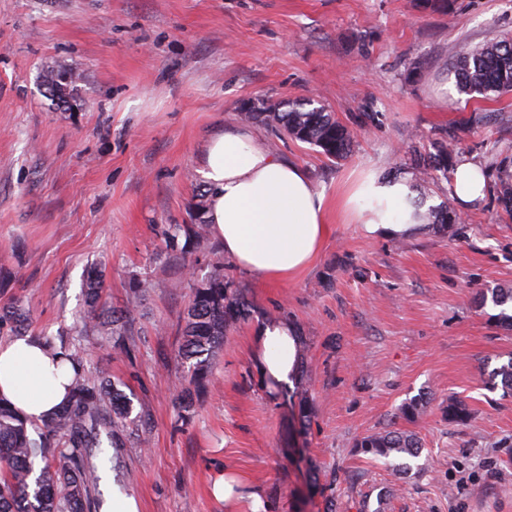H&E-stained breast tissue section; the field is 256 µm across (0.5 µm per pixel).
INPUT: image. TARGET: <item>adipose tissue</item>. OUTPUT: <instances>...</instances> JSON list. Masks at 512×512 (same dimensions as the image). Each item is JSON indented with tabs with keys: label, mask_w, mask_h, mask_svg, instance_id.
I'll return each instance as SVG.
<instances>
[{
	"label": "adipose tissue",
	"mask_w": 512,
	"mask_h": 512,
	"mask_svg": "<svg viewBox=\"0 0 512 512\" xmlns=\"http://www.w3.org/2000/svg\"><path fill=\"white\" fill-rule=\"evenodd\" d=\"M210 188L207 219L225 254L248 273L274 282L306 270L328 232L325 214L336 205L348 223L372 238L404 239L421 229L413 216L407 181L370 172L328 201L302 167L281 159L236 125L215 135L201 158ZM454 196L464 204L482 200L487 181L479 164L462 160L452 173ZM254 355L269 391L288 384L299 368L294 326L280 321L257 329ZM72 377L69 365L44 351L36 340H0V398L32 419L63 401ZM212 492L233 512H269L259 493L245 490L232 473L214 481Z\"/></svg>",
	"instance_id": "1"
}]
</instances>
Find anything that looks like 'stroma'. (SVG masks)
<instances>
[{"instance_id": "stroma-1", "label": "stroma", "mask_w": 512, "mask_h": 512, "mask_svg": "<svg viewBox=\"0 0 512 512\" xmlns=\"http://www.w3.org/2000/svg\"><path fill=\"white\" fill-rule=\"evenodd\" d=\"M506 33L512 0H0V305H22L27 336L79 344L88 369L123 382L151 423L149 450L129 440L123 482L100 469L98 494L121 492L138 512H225L211 488L230 469L274 512H512V395L491 379L512 359V328L479 302L512 288V214L498 200L512 175L501 165L512 157V93L473 100L450 73L464 45ZM60 61L81 75L64 105L43 85ZM312 97L353 132L345 161L259 125L261 142L328 199L372 171L407 179L460 222L371 239L328 213L313 264L285 283L227 261L248 317L226 333L213 384L181 420V282L209 276L224 248L209 237L179 268L165 232L188 223L208 189L200 157L212 135L263 102ZM444 140L486 175L470 208L449 178L423 185L412 168ZM95 263L105 305L134 312L127 349L78 334ZM134 278L145 291L133 292ZM271 321L297 330L309 426L297 399L271 397L256 373L254 331ZM414 397L425 406L409 422L399 409ZM452 398L467 424L444 416ZM386 429L416 434L426 471L358 451Z\"/></svg>"}]
</instances>
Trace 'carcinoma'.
<instances>
[{"instance_id":"cac0c4a2","label":"carcinoma","mask_w":512,"mask_h":512,"mask_svg":"<svg viewBox=\"0 0 512 512\" xmlns=\"http://www.w3.org/2000/svg\"><path fill=\"white\" fill-rule=\"evenodd\" d=\"M458 90L471 97L512 92V36L491 43L466 48L452 65ZM78 76L60 66L45 76L44 86L62 103L73 98ZM247 122L260 123L292 140L309 144L328 160L339 162L348 157L353 135L325 107L278 102L258 112H243ZM448 144H443L422 165L418 173L422 181L435 171H448ZM426 224L446 230L460 217L449 209H430L420 214ZM168 236L169 261L185 266L184 251L178 250V238L187 244L201 246L207 241L208 227L204 206L190 214V223L175 224ZM105 271L100 265L89 268L85 283L90 313L83 323L86 336H110L120 342L132 322L128 310L106 311L101 304ZM177 286L189 289V303L184 317L181 358L188 364L187 373L176 389L175 399L183 419L192 417L200 394L213 383V368L224 347V335L243 321L247 308L233 281L224 276V260L215 262L214 272L202 279L189 277ZM26 312L17 303L0 308V329L16 332L24 329ZM51 351H59L73 372L66 400L50 417L40 422L21 416L0 398V512H88L98 508L92 491L98 482V463L103 453L102 436L109 447L120 450L123 438L132 424V404L118 385L110 379L85 371L84 357L66 347H57L53 339L44 341ZM500 379L501 388L512 393V359L501 365L492 379ZM448 421L464 425L470 418L468 409L459 401H448ZM355 447L381 459L398 470L407 467L405 457L418 458L422 444L406 430L370 433L359 439Z\"/></svg>"}]
</instances>
